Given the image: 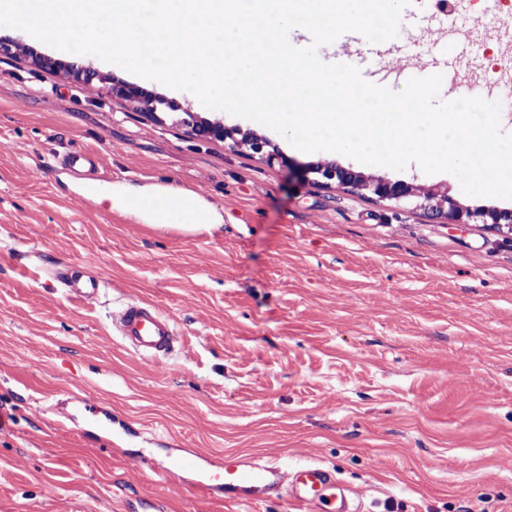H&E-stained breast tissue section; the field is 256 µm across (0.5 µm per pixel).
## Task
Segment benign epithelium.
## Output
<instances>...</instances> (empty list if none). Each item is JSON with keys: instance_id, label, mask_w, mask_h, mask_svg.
<instances>
[{"instance_id": "benign-epithelium-1", "label": "benign epithelium", "mask_w": 512, "mask_h": 512, "mask_svg": "<svg viewBox=\"0 0 512 512\" xmlns=\"http://www.w3.org/2000/svg\"><path fill=\"white\" fill-rule=\"evenodd\" d=\"M23 55L31 62L43 69L61 72L68 77L86 85L94 82L103 83L106 77L90 66L82 64L79 60L65 61L45 54L37 53L20 41L9 37H0V55ZM108 93L115 99L129 101L137 104L147 116L157 120L162 112H177L179 107L142 87L111 80ZM179 122L190 128V131L199 136H208L228 142L232 150L247 146L256 153L265 156L272 162L279 158L278 151L272 144L261 137L251 133H243L238 128L226 127L220 121H208L184 110V117ZM269 151H264V148ZM306 173L315 175L312 182L322 186L366 191L379 201L396 203H413L415 207L423 210L432 219H446L453 224H487L494 229L512 234V209L498 207H469L462 205L448 190L427 188L414 182L404 180H390L380 176L367 175L355 170L351 166H344L335 160H320L311 163Z\"/></svg>"}]
</instances>
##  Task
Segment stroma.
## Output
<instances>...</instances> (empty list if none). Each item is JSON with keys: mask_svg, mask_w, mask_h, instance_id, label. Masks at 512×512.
Masks as SVG:
<instances>
[{"mask_svg": "<svg viewBox=\"0 0 512 512\" xmlns=\"http://www.w3.org/2000/svg\"><path fill=\"white\" fill-rule=\"evenodd\" d=\"M469 15V0L452 16L411 0L395 38H358L351 58L402 91L410 74L389 70L383 47L443 65L472 42L446 33ZM86 61L254 132L282 157L229 149L103 86L0 58V512H294L285 494L230 504L160 476L186 450L322 464L361 490L363 512H512V235L299 179L321 152ZM72 151L107 177L82 208L71 199L87 179L60 164ZM364 171L512 207L414 162ZM116 184L202 192L224 223L143 224L113 210ZM77 268L104 280L95 301L66 292ZM140 300L176 331L153 360L111 324ZM92 404L114 420L100 439L83 430Z\"/></svg>", "mask_w": 512, "mask_h": 512, "instance_id": "35a3bbf8", "label": "stroma"}]
</instances>
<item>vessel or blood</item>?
<instances>
[{
  "mask_svg": "<svg viewBox=\"0 0 512 512\" xmlns=\"http://www.w3.org/2000/svg\"><path fill=\"white\" fill-rule=\"evenodd\" d=\"M104 286L99 278L84 280L74 276L68 281L70 292L85 300L96 299ZM113 322L125 346L140 358H156L172 347V321L148 303L125 304ZM174 467L191 476L195 488L232 503H260L283 490L301 512H360L353 504L350 489L340 483L334 471L315 463L289 466L275 459H245L228 453L206 466L200 454L190 452L179 457Z\"/></svg>",
  "mask_w": 512,
  "mask_h": 512,
  "instance_id": "b4317fda",
  "label": "vessel or blood"
}]
</instances>
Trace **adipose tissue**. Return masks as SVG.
Returning a JSON list of instances; mask_svg holds the SVG:
<instances>
[{
    "mask_svg": "<svg viewBox=\"0 0 512 512\" xmlns=\"http://www.w3.org/2000/svg\"><path fill=\"white\" fill-rule=\"evenodd\" d=\"M112 205L136 214L140 220L186 231L209 232L223 222L205 198L161 188L154 191L131 186L113 188Z\"/></svg>",
    "mask_w": 512,
    "mask_h": 512,
    "instance_id": "obj_1",
    "label": "adipose tissue"
}]
</instances>
